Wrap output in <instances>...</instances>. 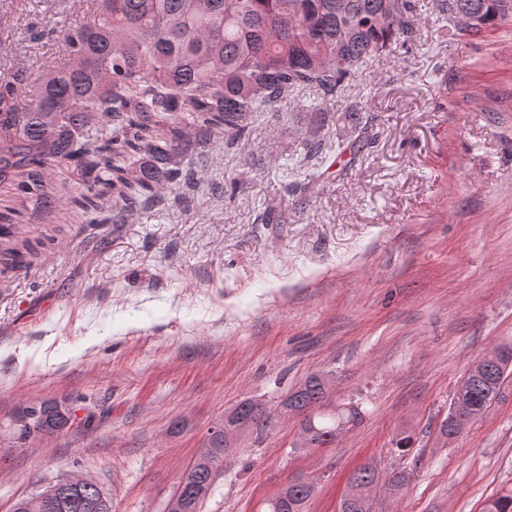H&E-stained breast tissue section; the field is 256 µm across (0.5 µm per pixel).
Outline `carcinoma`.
Returning a JSON list of instances; mask_svg holds the SVG:
<instances>
[{
    "mask_svg": "<svg viewBox=\"0 0 512 512\" xmlns=\"http://www.w3.org/2000/svg\"><path fill=\"white\" fill-rule=\"evenodd\" d=\"M397 1L387 22L378 16ZM455 19L479 15L471 29L496 27L512 18V0H441ZM416 0H96L80 26L63 33L47 21L32 26L37 38L63 35L68 64L28 84L18 72L0 81V273L18 276L39 252L22 237L32 207L91 216L90 224H121L145 201L174 188L185 174L182 157L191 142L242 137L256 112H282L296 92L328 102L379 54L404 45L413 34ZM27 94V107L17 99ZM351 158L369 140L357 110L342 113ZM76 178L72 193L58 192L57 176ZM512 376V346L478 356L453 392L437 434L452 436L453 408L487 411ZM327 380L312 373L292 386L275 407L246 399L238 419L264 430L275 417L301 418L310 442L324 447L340 425L358 423L354 403L326 409ZM38 405L33 430L16 435L52 437L70 429L76 409L69 399L22 402ZM208 470L188 473L194 488L191 512H200L224 468V432H207ZM413 473L401 469L380 478L364 464L349 483L367 489L380 483L400 495ZM316 489L297 479L286 490L283 512H307ZM103 489L79 477L48 512H112ZM483 512H512V487L489 497Z\"/></svg>",
    "mask_w": 512,
    "mask_h": 512,
    "instance_id": "carcinoma-1",
    "label": "carcinoma"
}]
</instances>
